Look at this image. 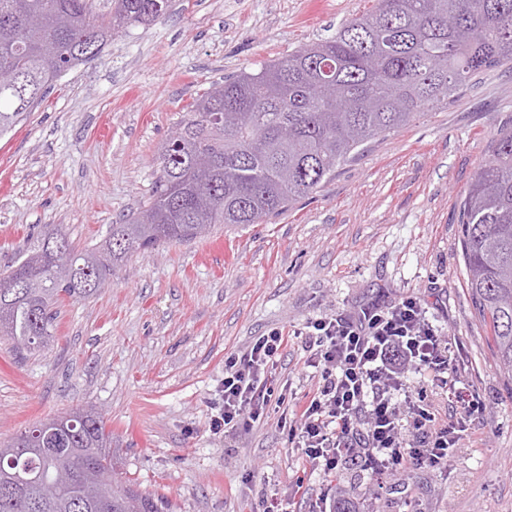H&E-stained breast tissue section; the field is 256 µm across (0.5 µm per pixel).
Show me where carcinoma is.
Segmentation results:
<instances>
[{"label":"carcinoma","instance_id":"carcinoma-1","mask_svg":"<svg viewBox=\"0 0 512 512\" xmlns=\"http://www.w3.org/2000/svg\"><path fill=\"white\" fill-rule=\"evenodd\" d=\"M149 25L156 0H0V136L73 67L112 39L114 22ZM512 63V0H378L370 14L255 71L215 82L186 108L183 135L165 142L144 209L96 246L56 229L24 239L0 270V335L31 353L52 336L54 309L96 292L132 253L192 240L217 224H263L313 194L379 136L447 106L479 73ZM472 296L502 365L512 371V127L461 202ZM78 256L82 278L56 269L54 239ZM41 455L46 418L0 447V512H168L163 497L120 476L112 431L92 408Z\"/></svg>","mask_w":512,"mask_h":512}]
</instances>
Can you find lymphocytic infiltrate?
I'll list each match as a JSON object with an SVG mask.
<instances>
[{"mask_svg":"<svg viewBox=\"0 0 512 512\" xmlns=\"http://www.w3.org/2000/svg\"><path fill=\"white\" fill-rule=\"evenodd\" d=\"M300 337L306 366L319 369L314 395L282 426L307 462L336 470L368 449L378 483L400 481L412 472L447 462L461 432L483 404L458 386L439 336L420 300L370 303L352 315L309 322ZM282 331L259 336L243 355L224 360V403L213 430L233 436L275 405H282L272 370L287 345ZM424 385L409 390L411 375ZM455 399L447 419H438L428 388Z\"/></svg>","mask_w":512,"mask_h":512,"instance_id":"obj_1","label":"lymphocytic infiltrate"}]
</instances>
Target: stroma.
Masks as SVG:
<instances>
[{
  "mask_svg": "<svg viewBox=\"0 0 512 512\" xmlns=\"http://www.w3.org/2000/svg\"><path fill=\"white\" fill-rule=\"evenodd\" d=\"M377 0H172L150 26L113 34L0 137V265L55 225L92 246L136 213L154 158L212 83L330 37ZM512 127V64L478 74L448 105L376 138L316 193L265 224H234L135 252L108 288L59 306L49 345L0 337V442L71 407L101 412L140 490L171 512H512V378L468 286L460 203ZM412 296L459 351L457 375L487 405L446 466L373 486L365 461L310 469L281 427L315 392L293 333L308 322ZM289 341L274 369L286 393L226 438L224 359L270 330Z\"/></svg>",
  "mask_w": 512,
  "mask_h": 512,
  "instance_id": "stroma-1",
  "label": "stroma"
}]
</instances>
